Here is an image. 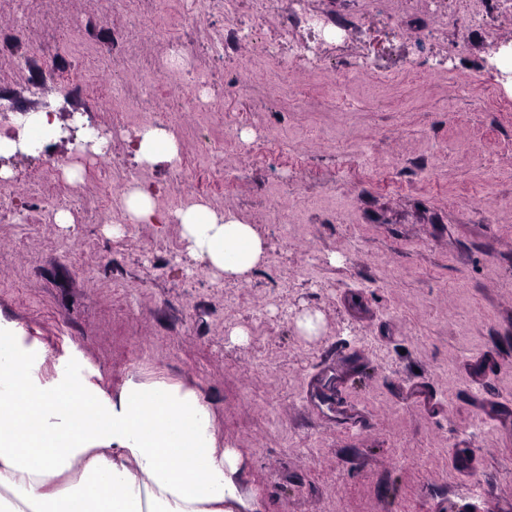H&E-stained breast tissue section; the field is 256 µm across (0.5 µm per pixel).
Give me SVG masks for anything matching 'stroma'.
<instances>
[{
	"mask_svg": "<svg viewBox=\"0 0 512 512\" xmlns=\"http://www.w3.org/2000/svg\"><path fill=\"white\" fill-rule=\"evenodd\" d=\"M257 17L240 0L236 22L253 38L207 49L219 6L195 22L181 0H145L143 44L172 29L190 52L234 130L237 185L224 207L255 225L269 250L242 279L217 275L192 257L179 224H127L113 234L86 197L93 152L57 139L38 155L0 162L15 199L30 206L27 182L45 173V192L76 170L84 198L73 223L53 212L26 223L0 213V315L16 321L50 361L77 350L115 392L127 380H163L196 390L212 409L225 447L258 512H512V112L480 97L512 77L483 66V37L458 27L434 38L422 20L402 26L374 13L362 39L323 48L318 29L302 42L322 47L312 82L281 41L284 0ZM46 21L30 34L38 57L21 82L0 81V103L18 112L56 106L61 125L101 122L76 83L83 60L73 43L93 41L124 58L111 0H41ZM85 17L68 31L60 13ZM13 16L0 10V47L17 55ZM278 43L287 62L288 102L265 79L235 84L245 61ZM393 69L418 61L422 83L379 94L367 77L342 98L328 86L358 60ZM211 122V123H212ZM268 144L255 156L256 143ZM281 186L299 217L296 237L271 222L269 195ZM320 322L306 335L298 320ZM241 328L244 342L231 333ZM361 356L343 398L358 416L336 427L308 382L337 352Z\"/></svg>",
	"mask_w": 512,
	"mask_h": 512,
	"instance_id": "stroma-1",
	"label": "stroma"
}]
</instances>
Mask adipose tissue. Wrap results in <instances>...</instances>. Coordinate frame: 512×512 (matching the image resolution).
Instances as JSON below:
<instances>
[{"label":"adipose tissue","instance_id":"1","mask_svg":"<svg viewBox=\"0 0 512 512\" xmlns=\"http://www.w3.org/2000/svg\"><path fill=\"white\" fill-rule=\"evenodd\" d=\"M0 155L30 153L61 134L55 109L16 118ZM145 166L177 165L180 142L146 125L131 141ZM153 184L122 200L131 223L182 225L191 254L225 278L263 262L255 225L211 203L158 208ZM44 350L0 317V512H256L238 476L237 455L215 431L211 408L191 389L127 380L110 394L91 369L66 362L45 374Z\"/></svg>","mask_w":512,"mask_h":512}]
</instances>
